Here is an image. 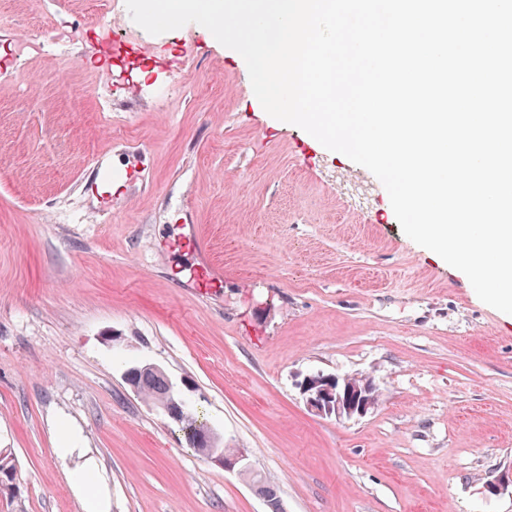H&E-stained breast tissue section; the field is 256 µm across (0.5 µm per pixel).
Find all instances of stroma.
Segmentation results:
<instances>
[{
	"label": "stroma",
	"mask_w": 512,
	"mask_h": 512,
	"mask_svg": "<svg viewBox=\"0 0 512 512\" xmlns=\"http://www.w3.org/2000/svg\"><path fill=\"white\" fill-rule=\"evenodd\" d=\"M140 364L287 512H512L484 489L512 467V315L403 233L381 182L270 116L199 24L0 0V448L23 512H84L62 427L111 512H269L130 388ZM318 370L371 376L378 405L316 415L297 383Z\"/></svg>",
	"instance_id": "obj_1"
}]
</instances>
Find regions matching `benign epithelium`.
Instances as JSON below:
<instances>
[{
    "label": "benign epithelium",
    "mask_w": 512,
    "mask_h": 512,
    "mask_svg": "<svg viewBox=\"0 0 512 512\" xmlns=\"http://www.w3.org/2000/svg\"><path fill=\"white\" fill-rule=\"evenodd\" d=\"M298 388L311 411L319 416L339 419L366 415L377 405L374 394L379 392L374 380L366 374H357L351 379L347 375L321 370L305 375L298 382ZM208 459L223 465L226 470L236 468L241 474L250 475L247 455L242 449L227 454L215 448L208 454Z\"/></svg>",
    "instance_id": "obj_1"
}]
</instances>
